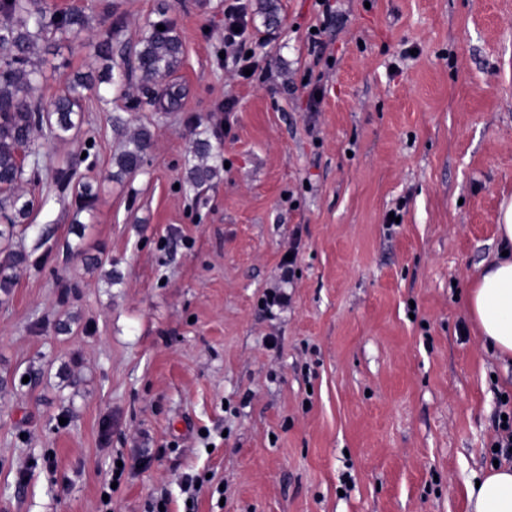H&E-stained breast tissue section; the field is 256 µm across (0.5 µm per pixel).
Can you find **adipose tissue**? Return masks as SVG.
I'll return each instance as SVG.
<instances>
[{"instance_id":"ef3b65f1","label":"adipose tissue","mask_w":512,"mask_h":512,"mask_svg":"<svg viewBox=\"0 0 512 512\" xmlns=\"http://www.w3.org/2000/svg\"><path fill=\"white\" fill-rule=\"evenodd\" d=\"M497 233L504 254L478 275L466 303L483 341L512 357V201L501 209ZM466 492L468 512H512V465L490 467Z\"/></svg>"}]
</instances>
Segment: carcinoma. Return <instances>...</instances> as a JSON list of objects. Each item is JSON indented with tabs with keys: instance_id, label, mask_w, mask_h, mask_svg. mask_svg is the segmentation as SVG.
Wrapping results in <instances>:
<instances>
[{
	"instance_id": "cac0c4a2",
	"label": "carcinoma",
	"mask_w": 512,
	"mask_h": 512,
	"mask_svg": "<svg viewBox=\"0 0 512 512\" xmlns=\"http://www.w3.org/2000/svg\"><path fill=\"white\" fill-rule=\"evenodd\" d=\"M0 14L6 22L0 25V216L8 223L9 231L0 230V238L13 236L14 229L24 223L34 208V199L23 189L28 182L25 171L26 149L33 134L44 140L66 141L83 123L85 93L93 91L104 101L113 92L128 96L127 86L139 76L142 86L157 87L150 102L165 110L178 108L187 94L186 88L171 81L183 61V46L175 28L161 22L165 30L152 25L137 43L136 64L124 69L114 62L112 28H107L92 44L94 56L102 62L98 74L75 73L65 76V88L50 103L38 96V75L31 67V58L39 44L69 39L81 34L87 27L86 15L78 10L55 13L46 0H0ZM112 127L121 136L118 153L114 155L115 176H133L140 171L153 147V137L146 128L132 133L126 131L124 120L115 116ZM193 160L190 169L192 187H204L216 174L208 164L211 145L206 138L194 139ZM86 157L74 155L63 166L52 171L57 184L70 181L82 164L91 157V147L83 148ZM25 257L7 251L0 260V288H5L16 276V270Z\"/></svg>"
}]
</instances>
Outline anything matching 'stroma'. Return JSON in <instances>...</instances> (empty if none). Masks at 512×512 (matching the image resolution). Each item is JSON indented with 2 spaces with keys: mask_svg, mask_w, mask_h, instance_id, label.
<instances>
[{
  "mask_svg": "<svg viewBox=\"0 0 512 512\" xmlns=\"http://www.w3.org/2000/svg\"><path fill=\"white\" fill-rule=\"evenodd\" d=\"M224 2L47 0L88 26L33 56L43 100L98 71L118 17L119 58L175 27L187 96L91 92L75 138L30 145L26 261L0 288V512H100L119 455L112 512L160 493L184 512L186 474L207 479L196 512H468L512 397L465 304L512 200V0H247L249 79ZM116 114L154 138L121 181ZM196 125L219 170L199 190ZM87 141L83 208L50 175ZM273 289L288 303L268 310Z\"/></svg>",
  "mask_w": 512,
  "mask_h": 512,
  "instance_id": "35a3bbf8",
  "label": "stroma"
}]
</instances>
